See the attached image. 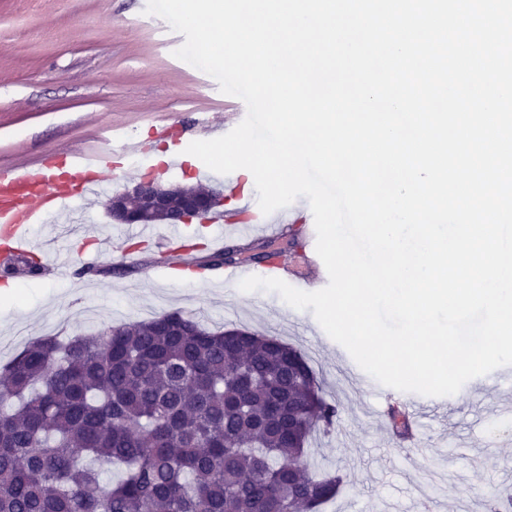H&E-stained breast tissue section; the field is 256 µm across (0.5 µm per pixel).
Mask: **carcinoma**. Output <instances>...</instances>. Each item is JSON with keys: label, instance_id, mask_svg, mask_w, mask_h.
I'll list each match as a JSON object with an SVG mask.
<instances>
[{"label": "carcinoma", "instance_id": "1", "mask_svg": "<svg viewBox=\"0 0 512 512\" xmlns=\"http://www.w3.org/2000/svg\"><path fill=\"white\" fill-rule=\"evenodd\" d=\"M3 272L42 266L21 255ZM338 413L276 336L179 311L43 336L0 366V512H320L341 480L307 449ZM103 466L123 476L105 483Z\"/></svg>", "mask_w": 512, "mask_h": 512}]
</instances>
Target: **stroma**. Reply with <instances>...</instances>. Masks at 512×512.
<instances>
[{"label": "stroma", "mask_w": 512, "mask_h": 512, "mask_svg": "<svg viewBox=\"0 0 512 512\" xmlns=\"http://www.w3.org/2000/svg\"><path fill=\"white\" fill-rule=\"evenodd\" d=\"M147 0H0V164H23L41 153L70 148L105 150L122 141L147 144L152 166L124 174L111 168L94 202L75 203L81 225L70 234L63 218L36 225L34 236L51 241L40 252L45 271L13 275L17 295L0 305V361L44 335L73 336L109 325L148 320L179 311L206 327L240 328L279 337L305 354L337 402L329 432L313 435L309 459L342 484L324 512H488L489 500L512 494V365L476 377L482 398L460 390L433 413L411 421V440L396 434L383 411L402 404L398 391L384 402L370 375L353 379L351 356L337 348L311 310H298L274 292H244L237 281L215 287L211 271L178 281L154 239L163 224L141 225L148 238L134 258L128 242L114 238L106 206L113 192L149 177L164 183H204L225 194L233 213L256 204L255 187L232 193L234 174L199 171L195 156L183 165L160 161L165 145L153 137L159 124L181 127L239 112L237 101L211 88L207 76L173 55L179 44L145 12ZM276 236L224 229V246L241 252L237 269L253 275L269 239L284 249L279 279L306 292L327 278L313 259L314 218L307 198L264 215ZM102 243L99 272L83 274L85 241Z\"/></svg>", "instance_id": "1"}]
</instances>
